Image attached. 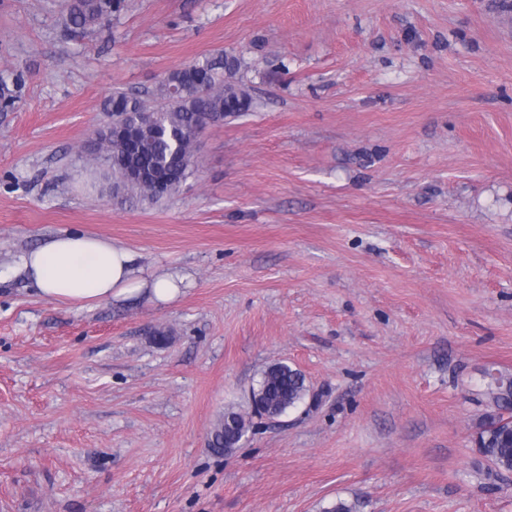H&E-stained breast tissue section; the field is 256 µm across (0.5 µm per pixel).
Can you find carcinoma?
Wrapping results in <instances>:
<instances>
[{
    "label": "carcinoma",
    "mask_w": 512,
    "mask_h": 512,
    "mask_svg": "<svg viewBox=\"0 0 512 512\" xmlns=\"http://www.w3.org/2000/svg\"><path fill=\"white\" fill-rule=\"evenodd\" d=\"M122 0H63L68 19L75 29L87 30L118 12ZM241 67L240 59L221 53L202 62L171 71L156 87L155 105L126 91H116L105 102L104 110L126 125L133 134L142 135L139 148L133 150L126 139L112 137L104 127L98 132V151L114 180L133 167L158 169L168 176L167 190L157 195L151 182L126 186L125 195L157 203L179 191L194 175L193 156L196 131L235 117L253 108V98L231 79ZM30 76L20 68L0 70V112L16 111L25 97ZM489 378L483 396L488 410L477 426L479 452L491 463L488 475L512 473V376L486 372ZM310 396L304 374L285 363H276L263 371L252 389L253 414L275 418L297 407ZM232 420L236 431L248 432L250 420L234 410H226L212 433V448L228 453L230 437L225 430Z\"/></svg>",
    "instance_id": "cac0c4a2"
}]
</instances>
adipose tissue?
Returning a JSON list of instances; mask_svg holds the SVG:
<instances>
[{"label": "adipose tissue", "instance_id": "obj_1", "mask_svg": "<svg viewBox=\"0 0 512 512\" xmlns=\"http://www.w3.org/2000/svg\"><path fill=\"white\" fill-rule=\"evenodd\" d=\"M125 246L84 233L62 232L22 258L40 295L70 305H91L134 293L168 303L180 293L182 277L173 273L143 276Z\"/></svg>", "mask_w": 512, "mask_h": 512}]
</instances>
